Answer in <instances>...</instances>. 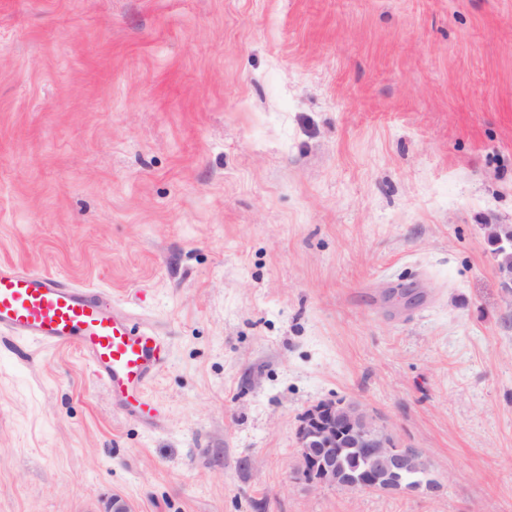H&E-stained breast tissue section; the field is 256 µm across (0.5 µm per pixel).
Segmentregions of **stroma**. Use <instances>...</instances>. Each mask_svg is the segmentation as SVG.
<instances>
[{"instance_id":"1","label":"stroma","mask_w":512,"mask_h":512,"mask_svg":"<svg viewBox=\"0 0 512 512\" xmlns=\"http://www.w3.org/2000/svg\"><path fill=\"white\" fill-rule=\"evenodd\" d=\"M512 0H0V262L156 328L149 407L0 338V512H512ZM358 404L445 488L299 480Z\"/></svg>"}]
</instances>
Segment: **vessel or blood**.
Returning a JSON list of instances; mask_svg holds the SVG:
<instances>
[{
  "label": "vessel or blood",
  "instance_id": "obj_1",
  "mask_svg": "<svg viewBox=\"0 0 512 512\" xmlns=\"http://www.w3.org/2000/svg\"><path fill=\"white\" fill-rule=\"evenodd\" d=\"M0 334L42 346L72 345L121 400L141 401L166 360L159 336L133 328L76 285L0 263Z\"/></svg>",
  "mask_w": 512,
  "mask_h": 512
}]
</instances>
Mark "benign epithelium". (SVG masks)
<instances>
[{
  "instance_id": "obj_1",
  "label": "benign epithelium",
  "mask_w": 512,
  "mask_h": 512,
  "mask_svg": "<svg viewBox=\"0 0 512 512\" xmlns=\"http://www.w3.org/2000/svg\"><path fill=\"white\" fill-rule=\"evenodd\" d=\"M298 444L300 475L310 484L390 494L442 488L424 453L397 447L354 403L325 401L307 409L300 418ZM340 445L357 449L359 462L344 464L337 452Z\"/></svg>"
}]
</instances>
